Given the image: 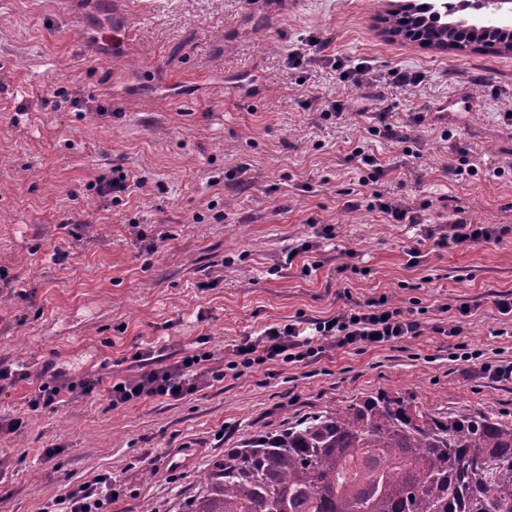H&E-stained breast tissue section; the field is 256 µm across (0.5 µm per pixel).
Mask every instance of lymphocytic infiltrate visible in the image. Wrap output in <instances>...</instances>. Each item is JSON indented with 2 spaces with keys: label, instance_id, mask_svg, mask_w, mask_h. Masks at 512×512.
Returning <instances> with one entry per match:
<instances>
[{
  "label": "lymphocytic infiltrate",
  "instance_id": "lymphocytic-infiltrate-1",
  "mask_svg": "<svg viewBox=\"0 0 512 512\" xmlns=\"http://www.w3.org/2000/svg\"><path fill=\"white\" fill-rule=\"evenodd\" d=\"M309 53L291 54L293 67L327 63L338 72L340 79L361 85L367 73L364 64L346 66L337 55L331 54L328 42L309 39ZM357 164L362 174L360 186L370 188L365 198H353L344 204L345 209H365L379 214L388 224H418L421 214L410 205L385 196L378 191L377 183L386 176L388 168L378 156L370 153L365 145L355 146L347 156ZM501 233L494 226L476 224L459 217L449 221L448 229L439 239V246H475L497 242ZM312 333H305L300 324L270 326L259 336L245 338L231 351L232 359L225 369L211 365L212 353L202 352L182 356L172 364L143 371L139 375L122 380L120 385L108 390L113 405H124L146 399L178 401L186 395L222 381L226 370L249 368L264 363L310 365L320 360L326 348H342L352 345L381 347L406 337L421 335L424 326L415 316L402 309L390 306L386 299L371 301L363 305H348L335 315L312 322ZM98 379L83 377L72 382L59 381L57 374L40 382L31 393L27 405L31 410L51 408L62 400L63 394L87 397L97 392ZM111 475H103L96 484L83 483L68 486L64 495L47 502L42 512H104L105 501L99 491L100 485H112Z\"/></svg>",
  "mask_w": 512,
  "mask_h": 512
}]
</instances>
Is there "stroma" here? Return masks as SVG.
Masks as SVG:
<instances>
[{
  "label": "stroma",
  "instance_id": "stroma-1",
  "mask_svg": "<svg viewBox=\"0 0 512 512\" xmlns=\"http://www.w3.org/2000/svg\"><path fill=\"white\" fill-rule=\"evenodd\" d=\"M387 9L386 0H0V268L13 279L0 287V364L29 374L0 391V420H27L0 432V512H40L64 485L104 473L123 487L108 512H177L225 449L380 392L512 420V382L483 378L459 352L512 359L495 307L512 292V54L391 39ZM310 36L371 67L372 81L357 88L325 65L292 68L289 53ZM395 67L427 78L389 85ZM77 96L85 108L73 107ZM335 99L389 113L418 140V157L367 137L365 118L323 120ZM444 100L453 107L440 126L428 115ZM362 140L391 166L378 190L429 202L422 223L344 210L359 187L345 157ZM464 147L503 177L449 174ZM116 168L148 180L120 206L88 188ZM458 209L501 225L504 238L435 245L427 231ZM66 220L80 223V239ZM321 223L334 238L318 237ZM306 239L316 248L286 262ZM382 296L426 322L459 318L462 332L330 350L309 366L255 365L178 401L109 400L112 381L141 373L135 351L226 358L266 327ZM49 362L68 378L100 377L103 391L30 411L31 378Z\"/></svg>",
  "mask_w": 512,
  "mask_h": 512
}]
</instances>
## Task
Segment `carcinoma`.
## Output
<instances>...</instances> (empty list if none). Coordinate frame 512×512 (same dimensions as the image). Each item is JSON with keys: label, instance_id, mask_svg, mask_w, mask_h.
Instances as JSON below:
<instances>
[{"label": "carcinoma", "instance_id": "1", "mask_svg": "<svg viewBox=\"0 0 512 512\" xmlns=\"http://www.w3.org/2000/svg\"><path fill=\"white\" fill-rule=\"evenodd\" d=\"M407 26L432 43L501 36L428 0ZM178 512H512V421L382 393L224 451Z\"/></svg>", "mask_w": 512, "mask_h": 512}]
</instances>
